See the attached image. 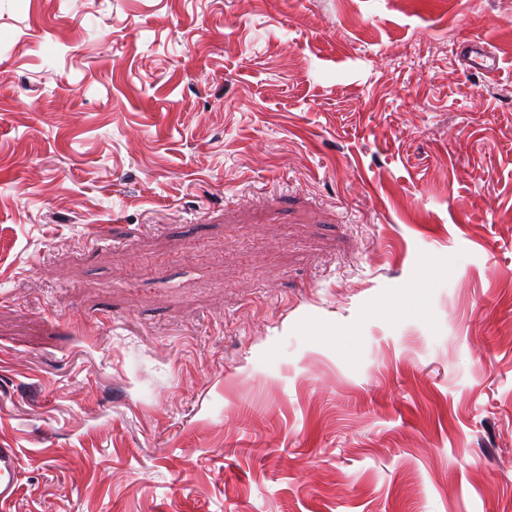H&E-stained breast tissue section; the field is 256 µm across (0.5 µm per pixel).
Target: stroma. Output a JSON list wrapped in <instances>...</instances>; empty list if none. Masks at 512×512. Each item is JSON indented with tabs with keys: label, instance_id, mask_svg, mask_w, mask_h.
Here are the masks:
<instances>
[{
	"label": "stroma",
	"instance_id": "1",
	"mask_svg": "<svg viewBox=\"0 0 512 512\" xmlns=\"http://www.w3.org/2000/svg\"><path fill=\"white\" fill-rule=\"evenodd\" d=\"M0 440L16 512H512V0H0ZM462 53L465 64L471 70L490 73L496 69V56L483 42L470 41ZM21 457L18 448L0 441V511L14 512L21 482Z\"/></svg>",
	"mask_w": 512,
	"mask_h": 512
}]
</instances>
